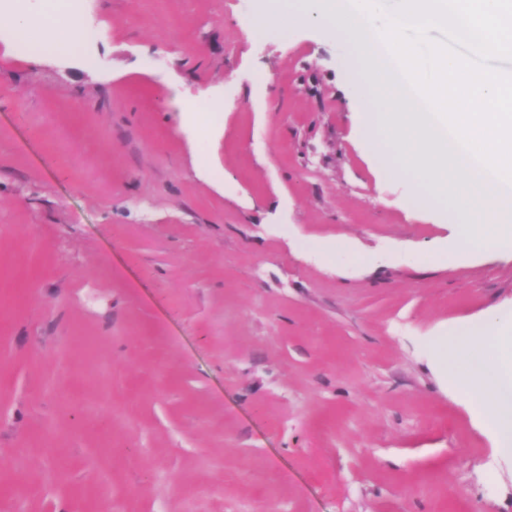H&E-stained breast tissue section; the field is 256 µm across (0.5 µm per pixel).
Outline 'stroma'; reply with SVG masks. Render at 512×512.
I'll list each match as a JSON object with an SVG mask.
<instances>
[{
    "mask_svg": "<svg viewBox=\"0 0 512 512\" xmlns=\"http://www.w3.org/2000/svg\"><path fill=\"white\" fill-rule=\"evenodd\" d=\"M258 4L0 38V512H512L431 349L512 311V253L456 266L346 47Z\"/></svg>",
    "mask_w": 512,
    "mask_h": 512,
    "instance_id": "obj_1",
    "label": "stroma"
}]
</instances>
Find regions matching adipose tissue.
<instances>
[{"mask_svg": "<svg viewBox=\"0 0 512 512\" xmlns=\"http://www.w3.org/2000/svg\"><path fill=\"white\" fill-rule=\"evenodd\" d=\"M437 355L496 454L512 459V315L449 327Z\"/></svg>", "mask_w": 512, "mask_h": 512, "instance_id": "1", "label": "adipose tissue"}]
</instances>
